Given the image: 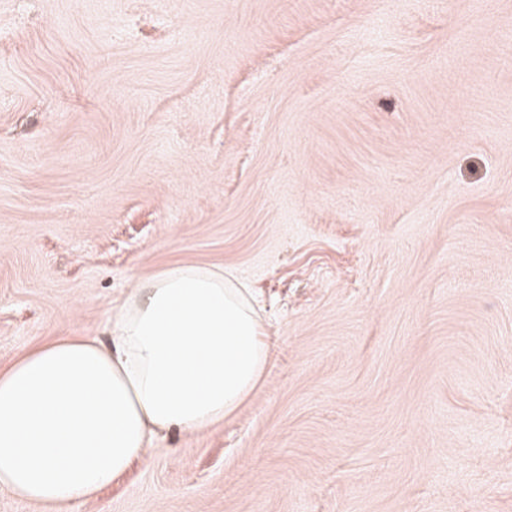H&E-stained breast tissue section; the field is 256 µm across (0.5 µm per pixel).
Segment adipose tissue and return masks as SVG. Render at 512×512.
<instances>
[{"mask_svg": "<svg viewBox=\"0 0 512 512\" xmlns=\"http://www.w3.org/2000/svg\"><path fill=\"white\" fill-rule=\"evenodd\" d=\"M268 356L230 273L183 264L139 281L113 306L108 341L60 338L0 372V489L68 512L159 433L232 415Z\"/></svg>", "mask_w": 512, "mask_h": 512, "instance_id": "1", "label": "adipose tissue"}]
</instances>
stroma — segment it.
I'll return each mask as SVG.
<instances>
[{"label":"stroma","instance_id":"35a3bbf8","mask_svg":"<svg viewBox=\"0 0 512 512\" xmlns=\"http://www.w3.org/2000/svg\"><path fill=\"white\" fill-rule=\"evenodd\" d=\"M176 264L265 372L70 512H512V0H0V368Z\"/></svg>","mask_w":512,"mask_h":512}]
</instances>
